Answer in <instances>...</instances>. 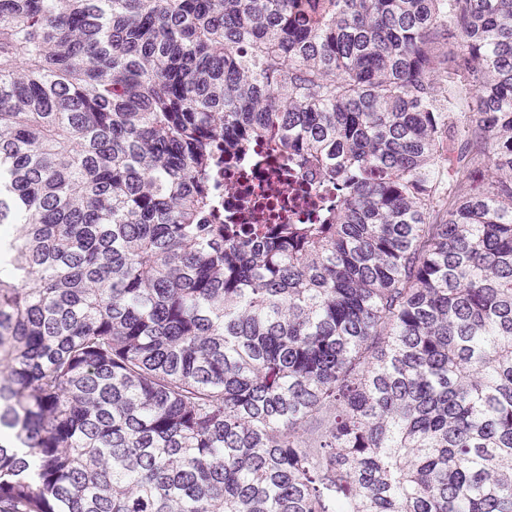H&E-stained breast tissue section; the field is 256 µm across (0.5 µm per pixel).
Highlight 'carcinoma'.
<instances>
[{
	"label": "carcinoma",
	"instance_id": "1",
	"mask_svg": "<svg viewBox=\"0 0 512 512\" xmlns=\"http://www.w3.org/2000/svg\"><path fill=\"white\" fill-rule=\"evenodd\" d=\"M0 512H512V0H0ZM239 191L224 197V217H237L245 202L276 199L283 211L303 222L314 221L319 214L320 203L335 202V194L325 195L312 186L319 178L315 174L299 173L288 168V164L269 154H258L244 172L237 173ZM312 185V186H311ZM288 187V192H281ZM317 190V191H316Z\"/></svg>",
	"mask_w": 512,
	"mask_h": 512
}]
</instances>
